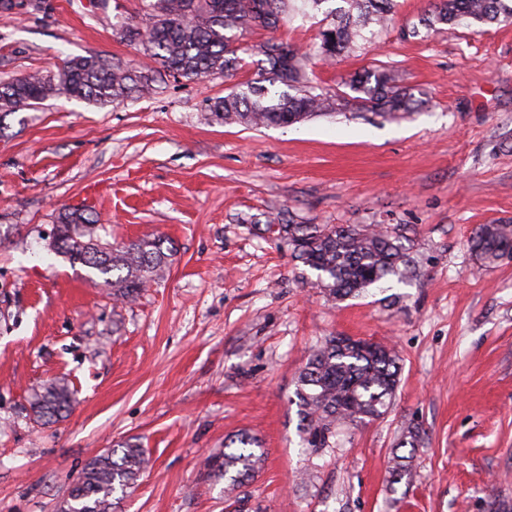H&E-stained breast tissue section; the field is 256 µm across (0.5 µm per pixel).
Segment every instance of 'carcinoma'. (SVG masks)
<instances>
[{
    "label": "carcinoma",
    "mask_w": 512,
    "mask_h": 512,
    "mask_svg": "<svg viewBox=\"0 0 512 512\" xmlns=\"http://www.w3.org/2000/svg\"><path fill=\"white\" fill-rule=\"evenodd\" d=\"M327 0H154L145 18L123 29L130 43L144 47L151 66L107 64L98 57L76 56L55 73L35 71L0 80V122L14 112L65 96L94 104L122 102L132 93L152 90V71L176 80L198 81L243 68L237 37L246 29H275L292 13H306ZM329 11L332 22L319 32V42L304 52L286 43L266 42L257 53L266 57L255 77L237 84L227 95L210 100L211 115L245 127L290 126L322 112H372L393 115L423 106L399 72L380 65L355 75L349 84L357 104L318 90L307 70L310 57L334 61L352 52L363 31L381 28L394 19L396 0H342ZM512 21V0H433L425 19L431 27L493 24ZM282 237L303 266L314 271L312 287L328 297L360 295L389 276L413 275L416 261L404 236L389 228L352 224H282ZM470 250L488 269L512 254V224H481L469 241ZM50 248L71 264L96 271L111 289L112 299L133 301L166 268L171 251L163 239L146 236L115 247L102 239L94 220L79 209L59 212ZM399 357L387 344L374 340L329 336L316 348L296 381V404L308 447L318 452L336 447V431L362 425L385 415L399 384ZM74 389L65 380L50 382L32 396L35 421L64 418ZM241 434L224 453L205 459L211 474L224 478L228 500L240 502L236 491L261 468L264 450ZM412 455L394 454L391 473L412 480ZM149 456L136 442L109 448L85 465L59 512H113L114 494L143 473Z\"/></svg>",
    "instance_id": "carcinoma-1"
}]
</instances>
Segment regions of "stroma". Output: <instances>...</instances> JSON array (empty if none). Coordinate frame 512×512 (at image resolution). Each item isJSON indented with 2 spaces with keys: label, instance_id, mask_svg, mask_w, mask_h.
Listing matches in <instances>:
<instances>
[{
  "label": "stroma",
  "instance_id": "35a3bbf8",
  "mask_svg": "<svg viewBox=\"0 0 512 512\" xmlns=\"http://www.w3.org/2000/svg\"><path fill=\"white\" fill-rule=\"evenodd\" d=\"M150 0H0V80L94 55L135 65L120 27ZM430 0H397L354 53L315 62L347 93L396 66L425 105L391 120L319 114L291 127L215 121L209 99L253 77H170L121 104L64 97L0 124V512H57L94 455L139 441L151 467L114 512H225L204 460L239 433L265 455L241 512H490L512 503V255L480 269L481 224L512 222V23L429 29ZM328 20L251 30L307 49ZM417 28L406 39L402 28ZM82 207L111 242L148 235L173 255L131 303L50 250L59 210ZM401 226L415 276L330 301L272 216ZM388 342L400 382L387 413L305 448L295 381L327 336ZM64 378L75 402L37 424L34 389ZM411 425L414 478L390 461Z\"/></svg>",
  "mask_w": 512,
  "mask_h": 512
}]
</instances>
